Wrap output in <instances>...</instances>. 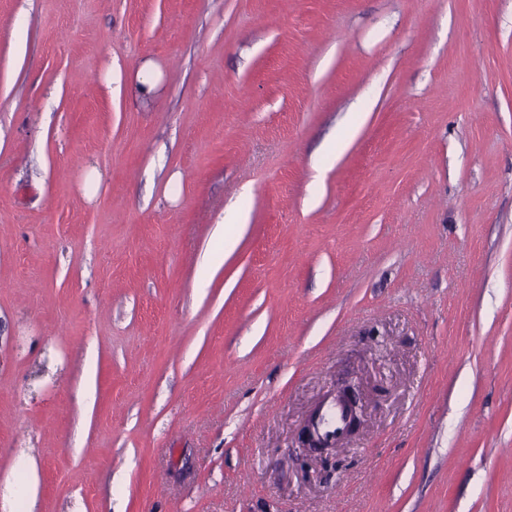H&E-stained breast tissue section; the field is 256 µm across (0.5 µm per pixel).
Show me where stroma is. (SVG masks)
Listing matches in <instances>:
<instances>
[{
  "label": "stroma",
  "instance_id": "obj_1",
  "mask_svg": "<svg viewBox=\"0 0 512 512\" xmlns=\"http://www.w3.org/2000/svg\"><path fill=\"white\" fill-rule=\"evenodd\" d=\"M345 384L359 431L309 455ZM8 485L512 512V0H0Z\"/></svg>",
  "mask_w": 512,
  "mask_h": 512
}]
</instances>
